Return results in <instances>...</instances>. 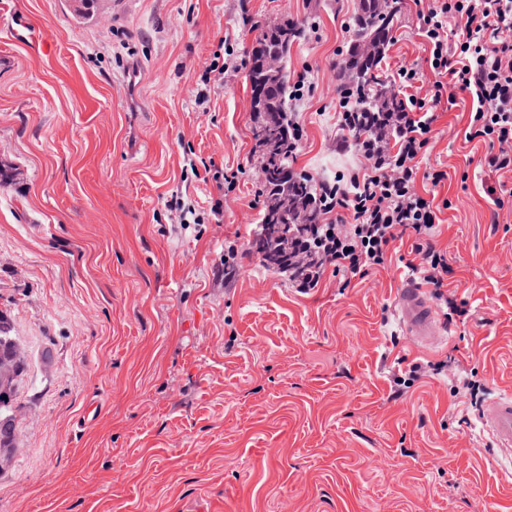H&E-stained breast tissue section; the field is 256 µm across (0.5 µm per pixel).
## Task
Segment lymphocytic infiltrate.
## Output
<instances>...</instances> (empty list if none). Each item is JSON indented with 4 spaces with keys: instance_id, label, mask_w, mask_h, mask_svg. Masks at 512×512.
I'll list each match as a JSON object with an SVG mask.
<instances>
[{
    "instance_id": "f902f5d3",
    "label": "lymphocytic infiltrate",
    "mask_w": 512,
    "mask_h": 512,
    "mask_svg": "<svg viewBox=\"0 0 512 512\" xmlns=\"http://www.w3.org/2000/svg\"><path fill=\"white\" fill-rule=\"evenodd\" d=\"M418 20L434 75L431 88L412 94L419 73L399 69L408 94L404 112L395 118L398 136L359 145L361 166L321 182L326 220L314 227L312 249L300 245L302 225L290 226L288 273L301 289L316 287L328 270L349 286L352 278L384 265L390 245L409 236L413 257L407 268L444 298L451 268L433 242L440 207L418 185L435 188L448 179L447 171L425 168L422 161L437 136L436 106L455 104L457 94L468 93L474 101L465 138L485 145L478 165L497 178L484 191L496 210L512 205V187L505 181L512 175V0H427ZM444 300L451 315H466L465 304Z\"/></svg>"
}]
</instances>
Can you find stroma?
<instances>
[{
    "label": "stroma",
    "mask_w": 512,
    "mask_h": 512,
    "mask_svg": "<svg viewBox=\"0 0 512 512\" xmlns=\"http://www.w3.org/2000/svg\"><path fill=\"white\" fill-rule=\"evenodd\" d=\"M356 6L101 0L84 18L72 0H0V312L26 360L0 512H512V458L463 387L512 392V212L493 215L473 176L471 99L437 106L423 161L448 172L435 242L468 308L441 344L400 325L408 242L349 287L327 272L308 291L249 252L263 209L249 51L267 21L303 23L287 62L311 71L290 103L297 167L334 178L361 162L336 150ZM417 10L403 0L389 80L433 79ZM214 61L223 74L206 75ZM414 363L421 377L396 385Z\"/></svg>",
    "instance_id": "1"
}]
</instances>
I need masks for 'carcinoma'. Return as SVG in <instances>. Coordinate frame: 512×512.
I'll return each mask as SVG.
<instances>
[{
    "label": "carcinoma",
    "mask_w": 512,
    "mask_h": 512,
    "mask_svg": "<svg viewBox=\"0 0 512 512\" xmlns=\"http://www.w3.org/2000/svg\"><path fill=\"white\" fill-rule=\"evenodd\" d=\"M399 11L396 0H359L354 16V39L345 55V63L336 68V92L354 99L352 111L357 120L349 136L357 144L384 132L391 134V115L404 111V103L380 74L381 61L393 39L394 18ZM301 27L288 22L278 33L260 32L249 53L251 93L258 89V62L273 50L288 59L292 45L300 38ZM291 84L288 71H282L256 98L260 118L255 126V153L263 173L264 195L260 224L251 240V250L261 261L279 274H288V251L279 248V221L270 207L279 186L288 183V193L295 206L302 209L304 223L324 222L321 190L310 173L296 168L297 149L290 136L293 121L289 115ZM16 341L0 315V448L10 443L15 434L12 410L15 389L24 372V359L17 357Z\"/></svg>",
    "instance_id": "carcinoma-1"
}]
</instances>
